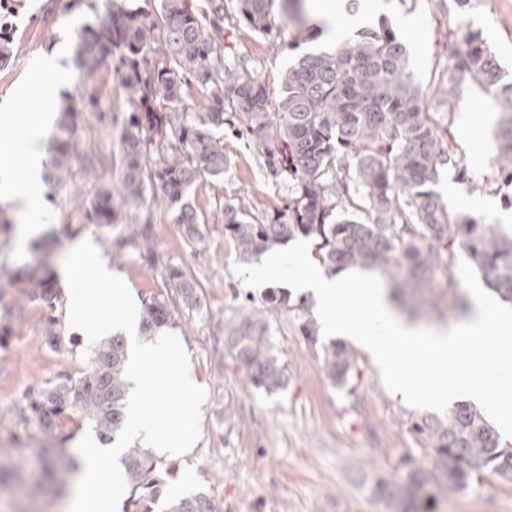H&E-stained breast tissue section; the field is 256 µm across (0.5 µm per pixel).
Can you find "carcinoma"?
Returning <instances> with one entry per match:
<instances>
[{"instance_id":"obj_1","label":"carcinoma","mask_w":512,"mask_h":512,"mask_svg":"<svg viewBox=\"0 0 512 512\" xmlns=\"http://www.w3.org/2000/svg\"><path fill=\"white\" fill-rule=\"evenodd\" d=\"M226 2L161 0L154 10L103 0L97 24L81 29L77 68L93 73L116 58L129 112L120 129L121 178L85 206L87 223L124 224L113 247L155 258L151 215L144 210L150 191L153 201L167 205L172 223L188 240L203 242L206 217L185 195L206 176L224 178L230 160L224 140L213 131L240 125L259 140L267 176L291 187L288 204L260 216L224 203V237L240 258L252 259L299 237L314 239L322 263L333 270L384 266L404 271L394 293L401 303L415 294L421 277L443 262L444 251L457 245L485 283L502 300L512 301V234L493 224L449 219L444 203L429 189L441 170L457 161L424 116L423 93L409 71L406 46L392 29L383 22L344 38L331 51L301 55L273 101L249 59L226 43ZM272 3L237 0V13L250 29L267 34ZM284 6L289 20L306 25L301 0H285ZM458 31L448 96L467 83L495 98L503 118L493 163L512 185V75L477 34L462 23ZM194 92L204 101L202 112L186 104ZM86 111L83 98L59 111L45 173L54 188L69 185L73 142ZM165 279L167 292L144 302L145 337L175 325L178 308L200 307L197 289L180 266L166 265ZM7 291L50 307L58 299L46 263L1 272L0 295ZM283 312L298 320L302 336L320 350L336 384H349L351 353L319 342L305 302L271 290L261 305L224 320V353L252 385L270 395L288 385L271 341V317ZM44 330L50 345H63L59 319L47 317ZM126 359L124 337L95 343L80 376L66 375L29 390L21 413L51 444L76 422L87 423L101 443H110L126 422ZM412 428L430 443L433 457L429 468L408 461L399 495L413 499L439 481L450 489L463 487L487 470L512 480V445L503 443L470 404L459 402L441 416H418ZM122 464L128 486L122 512H214L202 492L162 501L175 471L148 451L130 447ZM78 473L68 449L45 448L37 484L63 490Z\"/></svg>"}]
</instances>
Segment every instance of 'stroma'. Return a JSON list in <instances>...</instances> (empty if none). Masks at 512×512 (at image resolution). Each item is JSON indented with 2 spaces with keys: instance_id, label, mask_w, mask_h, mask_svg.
<instances>
[{
  "instance_id": "35a3bbf8",
  "label": "stroma",
  "mask_w": 512,
  "mask_h": 512,
  "mask_svg": "<svg viewBox=\"0 0 512 512\" xmlns=\"http://www.w3.org/2000/svg\"><path fill=\"white\" fill-rule=\"evenodd\" d=\"M382 20L404 40L409 69L423 92L424 111L440 140H451L461 171L443 170L434 185L442 192L454 184L456 195L444 198L449 215L468 213L474 198L512 211V185L493 164L498 152L499 108L478 87L463 85L448 98V56L459 21L469 22L483 42L512 69V0H471L458 10L454 0H385ZM101 0H11L1 20L10 28L13 61L0 69V107L12 104L19 122H26L38 100L12 101L21 82L42 83L44 53L59 47L73 54L79 32L92 25ZM267 22L271 36L229 23L226 34L241 55L265 80L271 98H278L281 75L292 59L313 49L316 38L289 22L280 4H273ZM64 96L91 97L99 113H85L72 158L67 188H46V205L36 221L43 233L24 240L20 224L0 226V273L45 260L58 265L71 241L88 236L102 258L132 285L139 300L166 293L164 267H183L196 286L201 307L178 310L174 329L185 344L198 379L205 382L201 436L190 456L178 458V474L192 473L187 493H204L215 512H512V481L492 472L466 486L432 485L415 499L382 494L380 484H402L405 458L427 464L428 445L412 429L421 407L394 396L371 358L352 347L350 387L337 386L319 354L300 335L296 320L281 315L272 339L285 365L288 386L275 395L256 391L238 365L224 355V320L247 312L265 291L246 285L245 267L224 236L222 200L260 214L288 200L287 182L265 175L260 146L231 128L217 130L231 165L222 181L204 178L186 199L207 215L203 249H192L181 229L164 211H154L152 231L156 259L112 249L120 226L89 224L78 205L112 186L122 171L119 131L126 117L121 78L112 62L91 74L70 68ZM425 296L437 313L430 325H450L461 318L460 300L484 290L474 265L454 252L428 275ZM10 336L0 342V452L21 457L32 475H40L44 442L21 414V399L34 382L53 383L83 370L87 337L62 326L72 343L61 349L43 336L45 306L15 300Z\"/></svg>"
}]
</instances>
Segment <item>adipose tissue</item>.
<instances>
[{
  "mask_svg": "<svg viewBox=\"0 0 512 512\" xmlns=\"http://www.w3.org/2000/svg\"><path fill=\"white\" fill-rule=\"evenodd\" d=\"M43 69L50 80L40 94V110L24 127L12 113L0 114V202L10 203L25 235L37 228L45 206L44 132L56 119L68 66L49 52ZM249 281L282 282L313 302L324 338H345L364 349L382 370L388 386L418 405L447 411L467 400L497 415L512 436V417L500 400L512 397V306L474 293L470 316L448 327H425L401 315L385 286L366 270L351 267L330 275L300 242L267 252L247 269Z\"/></svg>",
  "mask_w": 512,
  "mask_h": 512,
  "instance_id": "1",
  "label": "adipose tissue"
}]
</instances>
